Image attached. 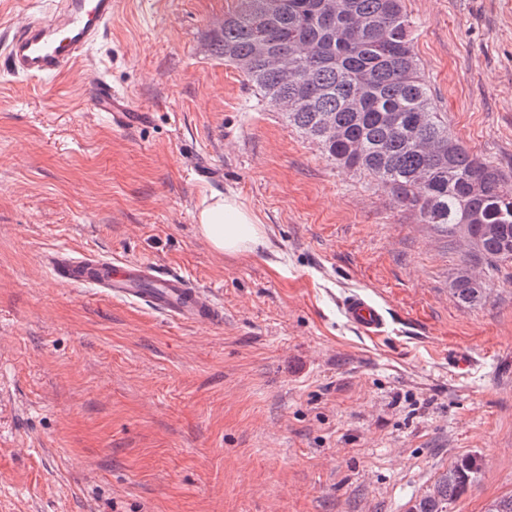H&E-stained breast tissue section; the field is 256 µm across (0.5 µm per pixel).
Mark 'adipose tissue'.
Returning a JSON list of instances; mask_svg holds the SVG:
<instances>
[{"instance_id":"1","label":"adipose tissue","mask_w":512,"mask_h":512,"mask_svg":"<svg viewBox=\"0 0 512 512\" xmlns=\"http://www.w3.org/2000/svg\"><path fill=\"white\" fill-rule=\"evenodd\" d=\"M197 221L201 236L216 253L254 254L267 245L263 224L237 195H211L200 209Z\"/></svg>"}]
</instances>
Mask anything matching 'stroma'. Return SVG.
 Masks as SVG:
<instances>
[{
    "label": "stroma",
    "instance_id": "stroma-1",
    "mask_svg": "<svg viewBox=\"0 0 512 512\" xmlns=\"http://www.w3.org/2000/svg\"><path fill=\"white\" fill-rule=\"evenodd\" d=\"M437 111L512 177V0H404ZM237 0H117L52 80L0 69V512H410L463 456L448 512L512 495V262L478 305L462 249L336 168L214 40ZM144 111L115 126L98 76ZM231 192L268 250L215 253ZM60 249L151 261L211 291L215 326L58 283ZM368 295L387 329L349 326ZM473 282L476 288L471 285ZM470 278L464 273H458L452 283V293L455 299L461 304L476 305L480 303L486 296L488 283L484 288V280L479 276ZM340 310L347 322L367 336H379L385 325L380 309L363 295L352 293L345 297Z\"/></svg>",
    "mask_w": 512,
    "mask_h": 512
}]
</instances>
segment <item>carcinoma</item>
I'll return each mask as SVG.
<instances>
[{
    "mask_svg": "<svg viewBox=\"0 0 512 512\" xmlns=\"http://www.w3.org/2000/svg\"><path fill=\"white\" fill-rule=\"evenodd\" d=\"M346 2L350 11L335 12L329 0H237L216 50L263 101H288V123L316 141L336 166L363 171L388 187L400 207L448 242L465 214H475V244L461 265L496 270L505 261L500 252L512 249V189L505 176L459 143L434 108L403 0ZM258 42L284 57L283 68H267L252 57ZM392 112L401 116L396 132L385 123ZM418 112L429 113L428 125H416ZM326 117L336 128L331 137L320 135ZM434 139L443 150L430 148ZM474 183L481 186L476 195ZM452 293L459 303L476 305L486 289L472 287L461 272ZM479 471L474 457L456 460L410 512H448V503Z\"/></svg>",
    "mask_w": 512,
    "mask_h": 512,
    "instance_id": "carcinoma-1",
    "label": "carcinoma"
}]
</instances>
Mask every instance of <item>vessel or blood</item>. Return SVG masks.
I'll return each mask as SVG.
<instances>
[{
	"label": "vessel or blood",
	"instance_id": "vessel-or-blood-1",
	"mask_svg": "<svg viewBox=\"0 0 512 512\" xmlns=\"http://www.w3.org/2000/svg\"><path fill=\"white\" fill-rule=\"evenodd\" d=\"M114 5L115 0H53L46 15L29 17L13 30L6 48L10 71L26 78L60 76L86 58L106 34ZM92 101L96 111L111 113L113 121L123 125L134 111L126 95L101 80L93 87ZM46 265L61 284L91 286L101 295L148 307L181 323L213 325L224 320L221 306L208 291L152 263L59 250L47 257ZM340 310L365 335L381 334L384 316L365 296L349 294Z\"/></svg>",
	"mask_w": 512,
	"mask_h": 512
}]
</instances>
